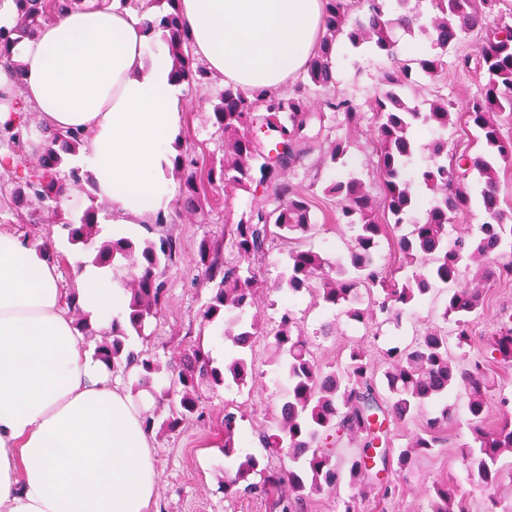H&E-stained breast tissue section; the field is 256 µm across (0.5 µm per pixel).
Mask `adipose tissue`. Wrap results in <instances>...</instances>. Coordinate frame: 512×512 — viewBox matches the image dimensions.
I'll return each mask as SVG.
<instances>
[{
    "instance_id": "obj_1",
    "label": "adipose tissue",
    "mask_w": 512,
    "mask_h": 512,
    "mask_svg": "<svg viewBox=\"0 0 512 512\" xmlns=\"http://www.w3.org/2000/svg\"><path fill=\"white\" fill-rule=\"evenodd\" d=\"M325 0H176L195 58L225 84L283 90L321 44ZM113 0L45 21L17 47L23 86L0 68V129L30 106L59 131L77 130L75 157L98 196L122 214L165 210L183 102L172 61L149 23ZM51 236L0 228V512H150L157 473L144 404L112 386L84 349ZM79 303L96 328L125 320L128 297L93 267Z\"/></svg>"
}]
</instances>
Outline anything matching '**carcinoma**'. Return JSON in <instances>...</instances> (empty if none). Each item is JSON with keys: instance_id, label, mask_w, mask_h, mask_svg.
Masks as SVG:
<instances>
[{"instance_id": "cac0c4a2", "label": "carcinoma", "mask_w": 512, "mask_h": 512, "mask_svg": "<svg viewBox=\"0 0 512 512\" xmlns=\"http://www.w3.org/2000/svg\"><path fill=\"white\" fill-rule=\"evenodd\" d=\"M492 5V0H430L432 12L425 16L409 7L410 0H395L391 7L385 0H367V12L352 17L355 0H328V14L323 49L313 57L302 79L293 87L268 93L245 91L229 85L213 105L210 120L224 136V158L206 171L189 151L174 159L179 176L180 195L177 209L167 216L160 212L156 223L165 224L182 216L196 215L205 221L209 215L204 202L205 185L217 182L226 189L242 187L259 171V183L271 188L278 205L270 210L258 203L248 218L232 224L228 245L237 261L224 259L221 246L201 243L197 264L204 268L207 283L213 284L211 296L203 305L206 324H223L225 340L231 343L224 367L214 366L211 353L201 340L185 349L181 365L161 387L156 399L164 401L172 393L179 402L172 406L161 429L174 432L183 421L198 414L199 386L207 381L213 387L245 386L251 368L244 351L262 332L258 315H249L255 307L263 284L255 270L242 267L265 253L276 238L288 240L316 230L311 204L306 194L288 184L287 172L297 162L320 146L316 127L324 123V109L340 113L347 127L360 126L363 114L347 98H326L320 110L310 109L313 89L328 95L333 83L331 49L340 39L352 49H369L394 54V31L409 35L419 31L429 43V51L418 61L422 75L431 82L444 73L448 47L460 35L485 25L486 37L474 55H465V68H484L490 80L463 114L464 123L476 132L475 142L482 152L473 156L467 150L448 153V125L452 113L448 99L437 96L421 109L407 105L399 90L414 84L413 69L404 62L386 73L382 87L370 102L374 112L376 170L384 191L383 208H378L363 181L354 173L333 180L325 192L336 197L339 222L348 225L353 236L347 254L331 260L313 249L288 252L284 271L276 288L297 295L313 292L324 306L339 308L355 321L370 323L380 314L399 316L414 306L438 284H450L443 317L455 318L458 347L471 344L468 317L482 307L485 286L512 280V224L500 208L498 161H512V141L504 140L492 119L497 112H512V25L505 21L484 23L477 2ZM18 7L12 26L0 25V66L21 79V69L12 59L11 49L20 38L33 36L41 24L65 9L82 7L88 0H15ZM157 27L164 32V42L173 58L172 76L178 85L199 87L209 75L191 55L192 37L176 12L158 18ZM264 127L270 136L258 140L254 127ZM429 131L432 139L421 144L419 131ZM7 141V152L0 156V168L10 173L14 156L22 151L29 137H45L47 147L37 164L11 188V195L37 207L18 214L22 224L42 223V212L49 211L69 191L61 177L67 157L77 154L83 143L78 131H55L46 124L35 127L24 117L17 124L0 131ZM428 152V164L418 180L408 177L407 168L418 151ZM425 186L432 191L426 198L417 190ZM478 200L484 221L480 234L473 239L459 235L448 239V224L453 217L472 210ZM68 240L82 246L86 260L80 266H93L112 273L125 272L124 287L130 295L128 326L112 322L108 330L92 327L90 315L71 292L69 302L76 316L75 326L86 337H101L96 342L94 358L114 371L119 367L135 368L143 380L161 372V365L145 350L128 344L129 333L146 338L145 327L162 309L166 296V274L177 256L176 241L167 236L134 241L128 237L97 240L99 211L91 205L79 216L63 222ZM395 239L401 255L397 269L387 271L375 264V254L383 240ZM477 264L476 282L458 284L463 262ZM369 298H364L360 286ZM273 344L282 357L279 381L284 389L283 404L274 432L263 437L273 453H286L293 466L281 474L259 469L258 459L247 454L224 480V493H257L275 496L274 507L280 512H304L307 502L324 491L334 490L342 482L366 489L378 480L369 462L390 465L388 425L393 419L412 418L418 407L435 402L457 386L464 389L468 426L473 444L463 448L461 464L470 476L490 491L487 512H498L495 494L502 483L500 459L512 455V417L496 427L484 426L486 400L492 388L485 361L476 360L466 371L458 369L448 354V337L438 329L428 330L414 345L393 348L383 362L382 386L377 390V370L366 348L356 345L347 362L332 370L320 367L313 355L312 342L297 326L294 313H282L273 334ZM486 349L498 363H512V315L501 319L499 329L486 341ZM453 415L443 407L415 434L406 447L398 449L397 471L404 472L412 461L431 452L442 441L441 433ZM236 415L224 414V456L233 458ZM348 437L357 451L342 469L333 449L339 439ZM262 481H251L253 475ZM431 512H469L466 497L456 485L436 482L432 485Z\"/></svg>"}]
</instances>
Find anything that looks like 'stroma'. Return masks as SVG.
Wrapping results in <instances>:
<instances>
[{
    "instance_id": "obj_1",
    "label": "stroma",
    "mask_w": 512,
    "mask_h": 512,
    "mask_svg": "<svg viewBox=\"0 0 512 512\" xmlns=\"http://www.w3.org/2000/svg\"><path fill=\"white\" fill-rule=\"evenodd\" d=\"M481 42L480 30L469 31L448 50L447 69L440 80H420L406 90L409 105H416L440 95L448 100V108L458 118L448 127V148L463 149L474 139L473 129L460 118L467 104L488 82L482 71H463L456 67L457 55L475 52ZM428 46L422 34L400 36L395 57L379 52L356 53L345 49L335 63V90L353 101L364 114L359 130H349L340 114L327 113L322 131L324 144L342 142L345 153L341 162L317 161L308 158L288 174V182L307 193L312 204V218L317 226L315 234L303 239L274 240L266 254L254 261L253 266L264 283L257 310L265 333L257 338L247 360L252 365V378L248 385L213 388L201 386L204 407L202 418L183 422L174 432L161 430V423L169 415L168 404L151 403L154 415L152 429L154 460L157 472V491L152 512H270L268 501L262 496L228 497L224 494V471L232 463L224 457V409L234 407L238 416L235 440L245 452L266 459L269 469H288L290 461L284 455H267L262 447L260 433L274 429L282 404L278 383V357L272 334L284 309H291L301 329L313 342L314 356L323 366L346 360L351 345L363 344L375 359H382L388 349L405 347L415 341L428 328L453 329L454 323L444 320L447 298L444 285H437L419 304L407 308L400 320L378 317L376 324L363 325L350 320L344 312L331 311L314 304L309 293L297 295L276 290L275 285L283 271L289 250L313 248L336 258L345 255L351 231L337 221L336 200L325 188L336 175L349 171L362 179L373 196L381 194V179L375 167L373 152L374 114L370 101L386 72L392 70L395 60L422 58ZM224 79L210 74L204 88L182 89L188 106L182 114L178 143L195 146L201 160H220L224 156V139L210 121V115ZM208 221L200 224L185 219L171 224L156 223L154 218L128 214L118 216L108 199L96 196L86 183L71 186L58 207V221L80 215L89 205L100 209V235L112 234V223L123 220L133 225L138 239L154 234L169 235L176 240L179 256L167 277L168 298L161 313L151 320L145 338L131 337L134 347H146L156 354L161 366L178 361L183 340L198 336L201 312L210 295L203 286L204 270L197 264L198 249L202 241L223 242L224 219H240L258 202L275 206L270 190L258 182H250L232 193L213 187L207 192ZM512 312V282L497 283L488 288L483 308L473 317L471 328L475 342L466 350L473 357L483 351L485 336L494 333L504 312ZM495 387L487 404L486 426H496L504 415H512V365L496 364L492 367ZM446 402L454 411V419L447 425L444 442L434 453L419 457L404 473L385 471L384 484L393 487L391 496L372 491L361 504V512H430L429 490L434 481L454 482L466 494L471 512H485L488 493L477 480L467 478L460 461L461 450L471 439L466 425L467 411L463 389L449 391Z\"/></svg>"
}]
</instances>
